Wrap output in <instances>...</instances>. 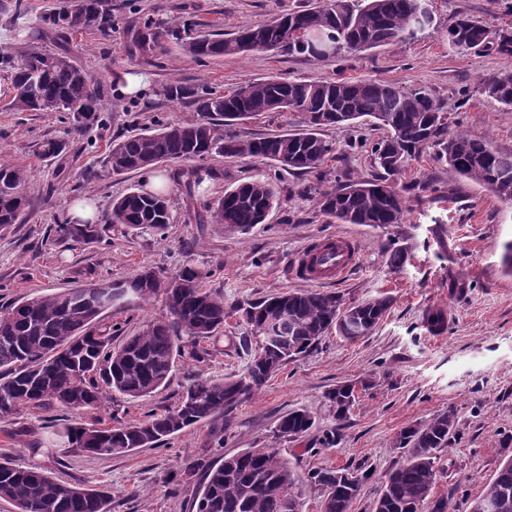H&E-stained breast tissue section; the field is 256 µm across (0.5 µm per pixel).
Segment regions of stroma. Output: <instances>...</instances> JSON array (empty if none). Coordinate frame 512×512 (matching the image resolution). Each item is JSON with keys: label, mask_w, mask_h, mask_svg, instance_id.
Wrapping results in <instances>:
<instances>
[{"label": "stroma", "mask_w": 512, "mask_h": 512, "mask_svg": "<svg viewBox=\"0 0 512 512\" xmlns=\"http://www.w3.org/2000/svg\"><path fill=\"white\" fill-rule=\"evenodd\" d=\"M24 2L25 20L37 35L28 44L18 41L8 15L0 12V51L17 55L32 46L68 56L99 86L103 109L98 124L76 134L61 113L10 109V77L0 70V160L31 173L24 223L0 232V309L94 278L119 283L145 266L165 275L199 269L206 274L205 287L223 295L225 305H243L305 289L292 274L296 253L336 237L356 241L357 262L345 278L326 284V291L347 305L376 297L390 298L392 304L371 333L350 340L329 331L230 416L192 425L167 444L112 457L41 447L66 424L98 420L115 426L173 409L195 376L220 380L242 373L245 357L226 343L227 337L246 331L236 318L225 321L224 338L198 343L197 358L178 359L168 382L150 397L129 402L118 395L104 408L78 415L58 407L25 408L1 420L0 457L41 467L63 482L109 488L112 512H194L203 473L184 475L185 466L214 464L247 448L269 446L280 449L303 476L319 469L365 472L353 512H374L386 472L404 457L401 432L451 410L456 427L437 454L440 477L434 493L454 487L458 500L478 497L504 460V446L512 445V272L502 264L504 246L512 241V203L426 154L409 160L399 181L409 185L429 179L436 188L408 195L402 223L384 228L341 224L319 211L307 190L313 176L279 171L256 158L209 157L200 165L214 176L194 195L170 185L171 221L163 232L116 224L101 241L76 244L57 238L53 226L68 217L75 202L95 198L103 216L114 198L141 185L140 172H104L102 160L114 139L197 119L189 101L165 97L164 87L173 82L220 93L271 76L377 79L429 94L446 105L451 129L512 153V112L477 90L484 78L512 67V57L448 47V26L457 14L482 19L494 29L512 28V14L499 0H425L433 22L407 43L323 61L265 51L196 61L180 48L185 23L231 33L308 8L315 0H108L111 31L63 34L47 29L44 18L64 0ZM148 26L161 36L149 54L139 46ZM128 72L146 77V92L117 93L118 80ZM383 135V129L368 123L324 128L323 138L336 145L335 159L323 166L324 187L345 173L372 178L376 169L369 145ZM47 139L66 140V154L38 156L37 144ZM259 176L270 178L279 198L265 223L242 231L195 222V211L217 201L227 187ZM393 242L409 252L398 271L387 264L386 250ZM457 278L466 282L460 293L451 289ZM436 308L447 311L449 322L447 331L435 336L424 316ZM166 314L158 296L132 306L114 304L111 320L122 338ZM342 383L354 384L356 392L353 406L340 418L327 394ZM298 409L311 414V429L299 437L276 436L279 419ZM328 435L334 444H324Z\"/></svg>", "instance_id": "obj_1"}]
</instances>
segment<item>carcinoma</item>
I'll list each match as a JSON object with an SVG mask.
<instances>
[{
  "instance_id": "cac0c4a2",
  "label": "carcinoma",
  "mask_w": 512,
  "mask_h": 512,
  "mask_svg": "<svg viewBox=\"0 0 512 512\" xmlns=\"http://www.w3.org/2000/svg\"><path fill=\"white\" fill-rule=\"evenodd\" d=\"M11 14L15 38L24 41L30 30L20 22L22 0L0 10ZM424 0H320L318 5L288 13L258 25H243L229 35L187 34L182 51L190 58H222L251 51L306 54L320 60L316 47L325 44L329 56L359 52L412 40L422 29L419 17ZM54 30L112 29V13L103 0H69L46 17ZM448 46L465 52L494 50L512 56V31L496 33L482 21L459 16L448 25ZM0 70L11 78V108L22 112H64L80 133L99 122L102 94L93 80L61 54L31 49L21 56L0 53ZM480 93L512 112V68L481 81ZM171 100L190 99L200 119L167 126L112 141L104 158L107 171L120 175L170 162H189L228 156L269 160L284 171L321 177L320 168L333 158L335 147L321 135L327 126L351 125L368 119L387 131L371 144L379 169L371 180L338 177L336 187L319 193L320 210L344 224L386 227L403 223L407 194L425 192L431 182L398 186L411 157L432 152L458 174L489 189L499 200L512 202V154L489 142L450 131L447 110L438 100L419 91H406L374 79L323 81L272 77L241 85L223 94L198 92L179 83L163 89ZM299 112L306 129L296 133L251 138L235 129L238 121L259 114ZM66 144L45 140L38 144L42 157H60ZM174 179L192 193L200 177L186 166ZM28 180L25 168L0 164V229L24 220L28 205L21 188ZM277 202L272 183L257 178L224 190V196L195 212L198 224H225L244 229L262 224ZM107 227L163 231L170 223L168 199L133 187L112 201ZM98 224H56L62 239L77 243L100 240ZM407 249L388 248V266L402 268ZM203 273L184 268L162 278L142 268L123 282L127 298L147 300L163 295L169 316L146 323L132 336L112 345V321L107 311L112 297L104 296L102 282L22 298L0 311V419L22 407L56 405L78 413L98 408L118 392L135 401L165 385L175 369L176 357L201 340H217L224 321L240 314L251 334L232 336L228 345L248 356L246 370L232 378H199L182 394L172 410L144 421L119 426L65 425L55 436L68 447L87 454L112 456L153 447L185 428L218 414H227L248 400L286 363L306 352L347 310L356 318L355 339L371 332L390 307L387 297L357 305H343L331 292L303 290L263 299L246 307H226L224 297L202 285ZM427 329L439 334L448 317L441 309L428 311ZM336 415L344 416L355 395L350 385L329 392ZM311 416L296 410L277 425L279 435L299 436L312 427ZM455 426L451 410L439 413L418 427L403 431L400 444L405 460L386 476L375 512H454L456 489L432 497L439 478L436 453L448 445ZM367 473L357 469H325L308 480L325 489L320 512H352ZM304 481L278 448H246L214 466L205 467V479L195 512H303ZM0 500L16 512H112V495L103 488L59 482L38 467L0 460ZM492 502L497 512H512V455L504 458L470 512Z\"/></svg>"
}]
</instances>
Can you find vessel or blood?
Returning a JSON list of instances; mask_svg holds the SVG:
<instances>
[{"label":"vessel or blood","mask_w":512,"mask_h":512,"mask_svg":"<svg viewBox=\"0 0 512 512\" xmlns=\"http://www.w3.org/2000/svg\"><path fill=\"white\" fill-rule=\"evenodd\" d=\"M357 247L353 239L340 237L332 246L318 251L302 249L294 263L299 279L325 284L340 280L356 264Z\"/></svg>","instance_id":"1"}]
</instances>
